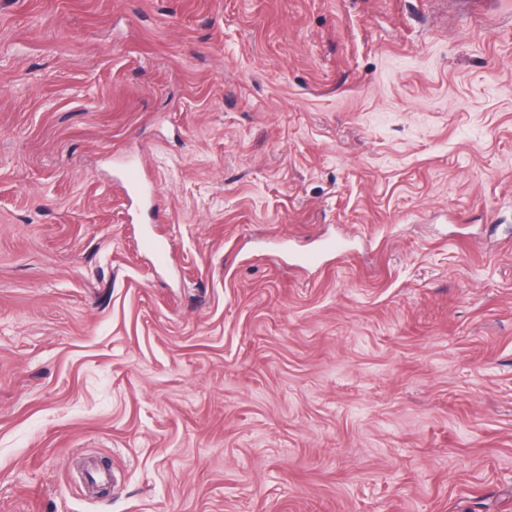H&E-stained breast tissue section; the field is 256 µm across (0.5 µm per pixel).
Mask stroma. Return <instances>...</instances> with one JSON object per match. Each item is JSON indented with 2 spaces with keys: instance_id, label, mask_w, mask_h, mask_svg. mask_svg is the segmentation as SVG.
I'll use <instances>...</instances> for the list:
<instances>
[{
  "instance_id": "obj_1",
  "label": "stroma",
  "mask_w": 512,
  "mask_h": 512,
  "mask_svg": "<svg viewBox=\"0 0 512 512\" xmlns=\"http://www.w3.org/2000/svg\"><path fill=\"white\" fill-rule=\"evenodd\" d=\"M0 512H512V0H0ZM119 186L131 204L140 205L152 197L141 173V169L133 164L127 165L119 179Z\"/></svg>"
}]
</instances>
